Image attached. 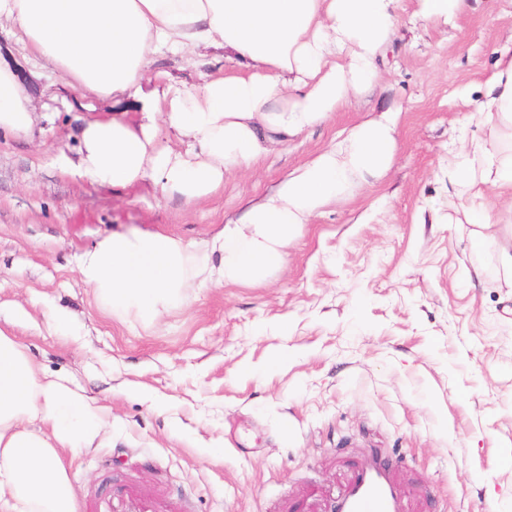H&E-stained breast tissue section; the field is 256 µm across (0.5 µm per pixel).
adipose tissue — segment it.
I'll use <instances>...</instances> for the list:
<instances>
[{
  "label": "adipose tissue",
  "instance_id": "1",
  "mask_svg": "<svg viewBox=\"0 0 512 512\" xmlns=\"http://www.w3.org/2000/svg\"><path fill=\"white\" fill-rule=\"evenodd\" d=\"M398 0H0L40 59L77 90L100 98L130 92L161 52L223 49L237 73L171 89L146 107V121H88L77 171L103 187L154 176L187 201L209 196L225 172L321 124L370 88L398 23ZM479 126L492 139L463 147L448 168V210L488 226L484 189L512 198V59L486 82ZM187 143L157 141V121ZM31 98L14 69L0 65V130L32 128ZM390 120H371L284 178L262 202L225 224L215 247L228 283L280 267L289 242L325 204L340 201L393 158ZM207 253L146 233L113 235L86 253L82 280L113 317L153 318L198 285ZM108 407L42 374L0 332V512H76L63 452L87 447L110 425ZM40 421L41 430L29 424Z\"/></svg>",
  "mask_w": 512,
  "mask_h": 512
}]
</instances>
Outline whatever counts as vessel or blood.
Masks as SVG:
<instances>
[{"label":"vessel or blood","mask_w":512,"mask_h":512,"mask_svg":"<svg viewBox=\"0 0 512 512\" xmlns=\"http://www.w3.org/2000/svg\"><path fill=\"white\" fill-rule=\"evenodd\" d=\"M391 472L388 458H366L355 468L345 489L334 500L333 512H403Z\"/></svg>","instance_id":"vessel-or-blood-1"}]
</instances>
